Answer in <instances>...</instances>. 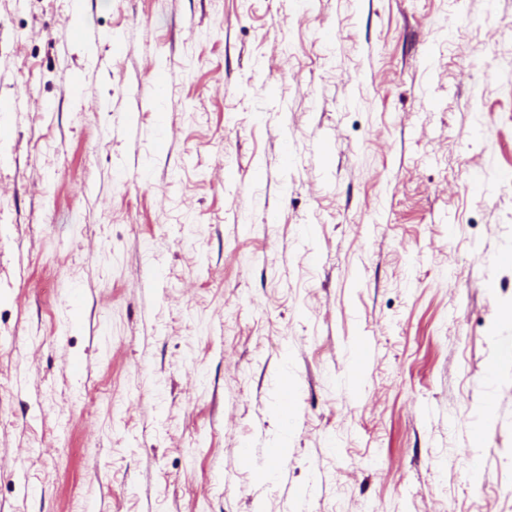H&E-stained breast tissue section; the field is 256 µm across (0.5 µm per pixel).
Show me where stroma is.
Returning a JSON list of instances; mask_svg holds the SVG:
<instances>
[{"label":"stroma","instance_id":"stroma-1","mask_svg":"<svg viewBox=\"0 0 512 512\" xmlns=\"http://www.w3.org/2000/svg\"><path fill=\"white\" fill-rule=\"evenodd\" d=\"M22 90L0 512H512V0H0Z\"/></svg>","mask_w":512,"mask_h":512}]
</instances>
